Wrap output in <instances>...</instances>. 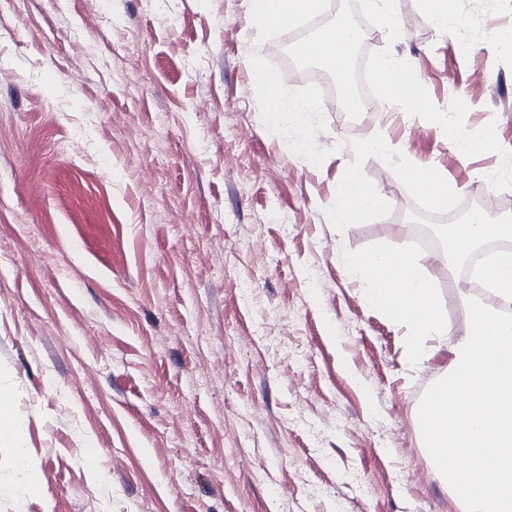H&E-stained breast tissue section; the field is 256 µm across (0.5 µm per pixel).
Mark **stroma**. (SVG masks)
Instances as JSON below:
<instances>
[{"label": "stroma", "instance_id": "1", "mask_svg": "<svg viewBox=\"0 0 512 512\" xmlns=\"http://www.w3.org/2000/svg\"><path fill=\"white\" fill-rule=\"evenodd\" d=\"M0 0V512H462L418 410L448 373L412 365L348 256L415 253L434 219L402 161L464 185L469 211L512 219V0H457L441 25L398 0L370 60L404 62L407 101L349 119L283 60L284 36L365 15L324 0L287 30L252 0ZM258 70L312 110L269 124ZM497 147L459 155L434 112ZM375 136L390 153L360 152ZM379 190L367 221L338 208L350 177ZM464 332L469 290L427 253Z\"/></svg>", "mask_w": 512, "mask_h": 512}]
</instances>
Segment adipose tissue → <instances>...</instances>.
<instances>
[{
  "instance_id": "obj_1",
  "label": "adipose tissue",
  "mask_w": 512,
  "mask_h": 512,
  "mask_svg": "<svg viewBox=\"0 0 512 512\" xmlns=\"http://www.w3.org/2000/svg\"><path fill=\"white\" fill-rule=\"evenodd\" d=\"M320 0H254L251 20L261 27L283 28L319 6ZM358 40L357 30L337 23L324 28L308 45L299 46L304 57L331 60L334 73H342L349 46ZM253 83L269 95L266 112L269 123L281 129L304 122L305 107H284L278 90L281 77L271 71L254 73ZM344 214L365 219L382 201L380 193L358 178L344 182L337 193ZM450 250L461 254L475 243L492 237L512 238V222L479 213L466 224L445 226ZM350 273L363 280L371 302L405 330L409 359L419 363L429 354L427 343L448 337V314L439 307L431 286L430 272L423 258L409 257L396 250H373L353 254L347 263Z\"/></svg>"
}]
</instances>
